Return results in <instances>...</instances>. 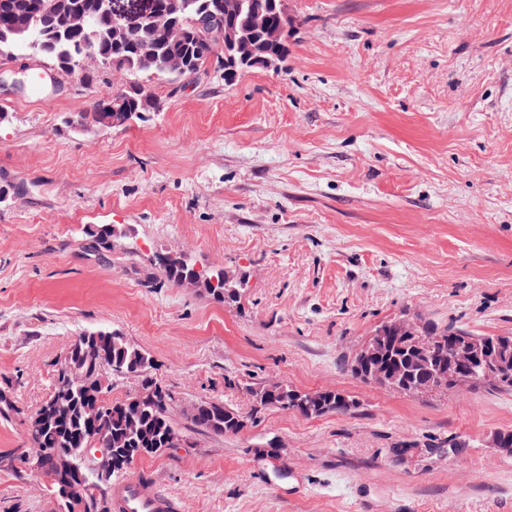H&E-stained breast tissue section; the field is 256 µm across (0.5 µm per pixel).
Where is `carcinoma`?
Here are the masks:
<instances>
[{
    "label": "carcinoma",
    "mask_w": 512,
    "mask_h": 512,
    "mask_svg": "<svg viewBox=\"0 0 512 512\" xmlns=\"http://www.w3.org/2000/svg\"><path fill=\"white\" fill-rule=\"evenodd\" d=\"M158 14L156 25L149 30L128 29L122 34L113 30L110 19L94 17L97 0H0V57L18 47L52 63L61 73L76 75L86 85L95 83L98 68L112 69L133 77L162 76L176 84L182 78L197 74L212 62L224 69V85L236 84L247 70L249 62L232 66L224 62V45L206 35L197 25L205 13H212L213 26L223 28L236 25L251 32L256 49L271 58L287 54L288 49L276 42L274 31L290 17L273 6L274 0H240L238 13L226 10L225 0H179L176 14L167 13L168 0H151ZM122 108L130 115L157 112L160 102L145 86L134 83L95 101L91 109L80 115L82 123L105 127L112 108ZM100 347L108 361L127 369V374L139 379V390L122 401H99L98 370L86 369L85 386L72 397L70 416L54 429L27 436V443L35 455L37 477L45 480L49 492L55 491V476L60 461L54 455L41 452L43 448H58L69 439L78 442L86 433L83 407L90 402H101L112 428V437L98 438L101 448L115 447L114 439L124 436L125 422L130 411L140 414L145 436L127 447L121 455H112L118 471L122 472L137 458L169 450L164 443L167 435L179 430L171 417L172 396L160 387L152 364H143L146 351L131 344L125 336L109 330L100 331ZM255 411L286 409L279 396L265 386L252 389ZM305 404L295 405L291 411L306 417L344 415L350 409L336 403V393L326 392L311 398L302 391ZM191 424L216 435H234L244 427V420L232 408L220 401H201L190 417ZM112 484H102L80 494L75 512H96V499L109 495Z\"/></svg>",
    "instance_id": "cac0c4a2"
}]
</instances>
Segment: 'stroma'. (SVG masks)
Segmentation results:
<instances>
[{"label":"stroma","instance_id":"obj_1","mask_svg":"<svg viewBox=\"0 0 512 512\" xmlns=\"http://www.w3.org/2000/svg\"><path fill=\"white\" fill-rule=\"evenodd\" d=\"M288 5L278 71L152 79L160 111L112 129L66 119L129 76L0 60V390L34 412L74 338L114 329L153 358L184 439L130 470L182 512H512V457L489 443L512 392L405 395L349 369L398 318L512 336V0ZM41 69V98L13 85ZM99 224L132 236L93 250ZM167 253L233 275L237 302L169 283ZM273 381L357 406L254 412ZM207 400L245 427L195 429ZM26 451L0 418V512H56Z\"/></svg>","mask_w":512,"mask_h":512}]
</instances>
